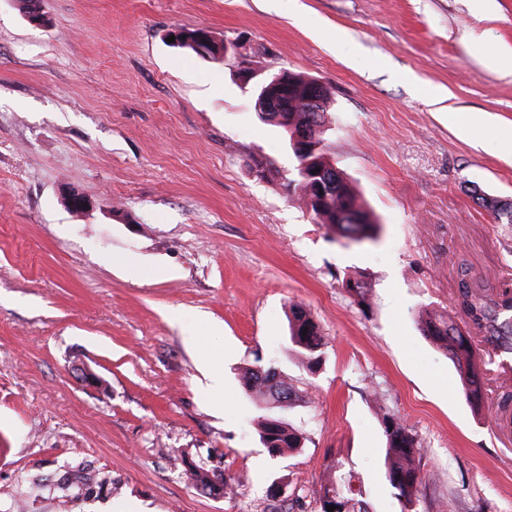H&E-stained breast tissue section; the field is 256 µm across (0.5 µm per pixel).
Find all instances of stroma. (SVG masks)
<instances>
[{"mask_svg":"<svg viewBox=\"0 0 512 512\" xmlns=\"http://www.w3.org/2000/svg\"><path fill=\"white\" fill-rule=\"evenodd\" d=\"M0 0V512H320L341 471L402 512L382 418L418 445L412 512H512V368L483 401L417 328L462 321L460 271L512 286V0ZM318 79L337 170L379 224L343 244L281 183L295 159L232 62ZM455 117H448V109ZM271 170L258 176L245 161ZM91 205L67 207V189ZM360 279L365 299L346 288ZM304 304L310 369L287 340ZM284 371L303 446L270 456L247 369ZM97 386L81 382V370ZM222 471L212 497L185 461ZM308 327V330H305ZM289 342L294 347L303 362L309 366L317 364L321 357V348L324 345L318 324L311 313L301 304L290 306L289 316ZM306 331V337H303Z\"/></svg>","mask_w":512,"mask_h":512,"instance_id":"35a3bbf8","label":"stroma"}]
</instances>
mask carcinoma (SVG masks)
<instances>
[{"label": "carcinoma", "instance_id": "cac0c4a2", "mask_svg": "<svg viewBox=\"0 0 512 512\" xmlns=\"http://www.w3.org/2000/svg\"><path fill=\"white\" fill-rule=\"evenodd\" d=\"M204 29L175 31L180 46L192 50L199 56L212 59L224 57V44L207 36V43L199 41ZM288 92L277 98L275 107L279 109L278 122H272L266 112L258 113L260 120L271 123L282 130L287 143H292L294 135L309 134L314 143L321 145L315 152L307 153L311 168L320 169L327 178L325 192H320L317 180L298 176L284 178V187L291 192L301 190L307 201L313 220L325 224L345 240L366 239L374 241L378 237L379 225L369 219L366 210L358 203L357 197L346 179L336 170L326 153L323 131L327 123L329 108L328 91L320 87L316 103H307L313 78L292 72H284ZM457 303L466 317V327L431 313L419 316L421 334L442 349L456 366L466 400L473 404L482 398L480 372L474 366L476 351L470 339L469 329L483 334L493 350L512 353V295L503 291L493 296L471 289L466 279H461ZM289 342L303 362L314 365L319 362L323 337L311 313L301 304L290 306ZM245 385L249 394L265 405L267 414L261 416L260 441L268 452L277 456L290 448H299L302 436L288 427L284 418L275 413L285 409L293 401V390L288 383V375L273 367L258 366L245 374ZM387 437L385 456V478L394 490L395 497L404 505L413 502L420 484V472L415 464V438L400 421L392 416H383ZM192 485L212 495L224 494V475L200 465H189L184 469ZM347 477H339V483L332 484L322 496L320 510L327 512L330 499L336 500L338 512H366L360 502L345 494L337 485L344 484Z\"/></svg>", "mask_w": 512, "mask_h": 512}]
</instances>
